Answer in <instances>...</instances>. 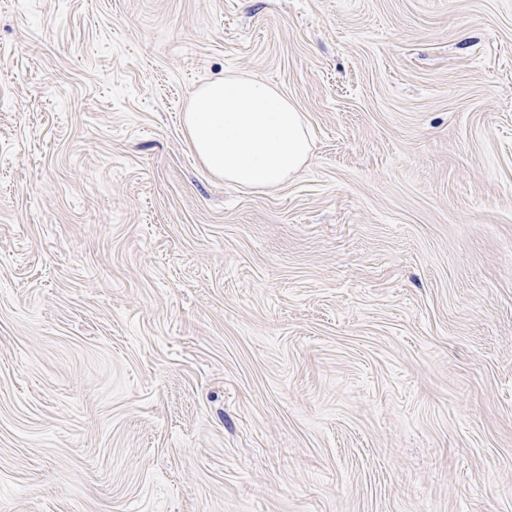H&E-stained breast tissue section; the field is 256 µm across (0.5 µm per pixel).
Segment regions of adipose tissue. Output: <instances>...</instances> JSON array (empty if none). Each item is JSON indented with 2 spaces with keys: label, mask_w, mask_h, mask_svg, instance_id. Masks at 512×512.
<instances>
[{
  "label": "adipose tissue",
  "mask_w": 512,
  "mask_h": 512,
  "mask_svg": "<svg viewBox=\"0 0 512 512\" xmlns=\"http://www.w3.org/2000/svg\"><path fill=\"white\" fill-rule=\"evenodd\" d=\"M185 124L209 171L247 189L293 181L311 154L301 112L281 92L253 77L228 75L195 89Z\"/></svg>",
  "instance_id": "ef3b65f1"
}]
</instances>
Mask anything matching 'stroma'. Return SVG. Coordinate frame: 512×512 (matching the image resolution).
<instances>
[{"mask_svg": "<svg viewBox=\"0 0 512 512\" xmlns=\"http://www.w3.org/2000/svg\"><path fill=\"white\" fill-rule=\"evenodd\" d=\"M0 512H512V0H0ZM192 147L214 175L247 189L293 181L311 154L301 112L263 80L227 75L195 89L185 118Z\"/></svg>", "mask_w": 512, "mask_h": 512, "instance_id": "1", "label": "stroma"}]
</instances>
